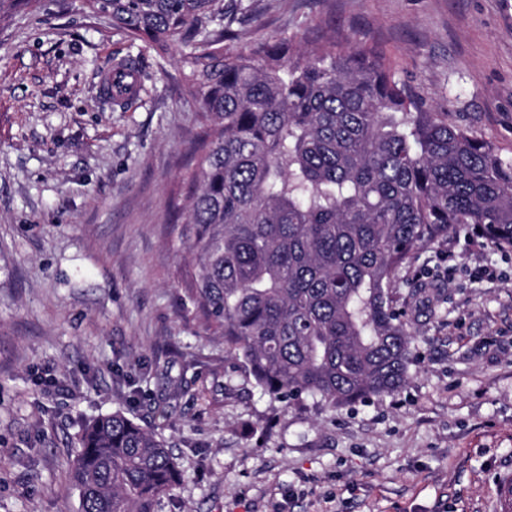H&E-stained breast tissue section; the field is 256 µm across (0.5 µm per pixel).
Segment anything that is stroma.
<instances>
[{
	"mask_svg": "<svg viewBox=\"0 0 512 512\" xmlns=\"http://www.w3.org/2000/svg\"><path fill=\"white\" fill-rule=\"evenodd\" d=\"M227 46L318 33L372 46L450 124L512 157V0H224ZM165 55L82 0L0 18V512H78L83 423L123 410L182 483L157 512H499L512 479V252L449 235L413 270L444 288L400 391L291 405L243 381L183 308L184 193L203 131ZM135 58L123 111L102 71ZM497 281L473 279L475 266Z\"/></svg>",
	"mask_w": 512,
	"mask_h": 512,
	"instance_id": "stroma-1",
	"label": "stroma"
}]
</instances>
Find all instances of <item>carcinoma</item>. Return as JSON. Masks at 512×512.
<instances>
[{
  "instance_id": "cac0c4a2",
  "label": "carcinoma",
  "mask_w": 512,
  "mask_h": 512,
  "mask_svg": "<svg viewBox=\"0 0 512 512\" xmlns=\"http://www.w3.org/2000/svg\"><path fill=\"white\" fill-rule=\"evenodd\" d=\"M159 52L199 40L184 86L205 128L182 228L184 302L252 384L352 406L399 391L409 328L448 296L402 290L418 252L469 226L512 252V161L414 99L350 41L224 47V0H85ZM79 512H156L182 481L163 441L122 410L71 453Z\"/></svg>"
}]
</instances>
